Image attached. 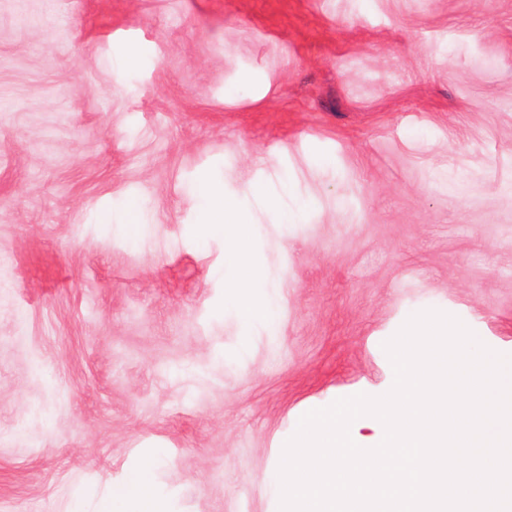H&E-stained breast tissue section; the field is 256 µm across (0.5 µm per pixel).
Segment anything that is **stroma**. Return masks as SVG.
Wrapping results in <instances>:
<instances>
[{"label": "stroma", "instance_id": "stroma-1", "mask_svg": "<svg viewBox=\"0 0 512 512\" xmlns=\"http://www.w3.org/2000/svg\"><path fill=\"white\" fill-rule=\"evenodd\" d=\"M426 309L512 355V0H0V512L146 455L167 512H278L297 418L388 392ZM197 192L209 208L203 222L205 230L224 234V239L234 247L237 276L232 288H236L233 297L240 314L248 321H273V309L255 297V288H260L264 282V270L253 258L248 224H242L240 214L224 200V188L214 184L208 176L199 179Z\"/></svg>", "mask_w": 512, "mask_h": 512}]
</instances>
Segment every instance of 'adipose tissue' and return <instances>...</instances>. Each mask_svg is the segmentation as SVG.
Returning <instances> with one entry per match:
<instances>
[{"label": "adipose tissue", "instance_id": "ef3b65f1", "mask_svg": "<svg viewBox=\"0 0 512 512\" xmlns=\"http://www.w3.org/2000/svg\"><path fill=\"white\" fill-rule=\"evenodd\" d=\"M197 192L208 209L204 219L205 230L222 233L225 240L234 247L237 268L234 300L240 314L248 321H273V309L255 297L256 288L264 282V270L253 258L247 225L243 224L240 214L226 202L223 188L214 184L209 177L200 178ZM157 466L156 457H144L128 482L113 487L103 502L101 512H122L121 507L126 503L131 505L132 512H164L154 482Z\"/></svg>", "mask_w": 512, "mask_h": 512}]
</instances>
